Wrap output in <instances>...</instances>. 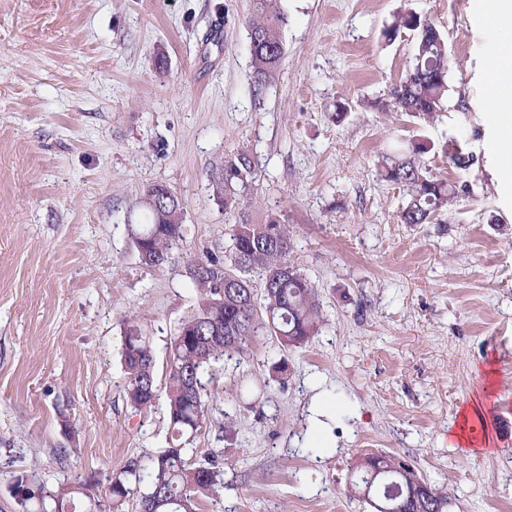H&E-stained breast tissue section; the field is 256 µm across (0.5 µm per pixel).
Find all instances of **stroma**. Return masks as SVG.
I'll list each match as a JSON object with an SVG mask.
<instances>
[{
	"instance_id": "obj_1",
	"label": "stroma",
	"mask_w": 512,
	"mask_h": 512,
	"mask_svg": "<svg viewBox=\"0 0 512 512\" xmlns=\"http://www.w3.org/2000/svg\"><path fill=\"white\" fill-rule=\"evenodd\" d=\"M280 4L285 54L259 90L250 0H0V512H22L21 474L95 481L109 512L113 474L168 433L164 400L127 403L126 322L164 364L197 305L190 261H229L232 225L271 216L322 328L287 352L254 337L214 365L192 448L221 449L224 486L201 512H372L350 488L365 450L447 485L451 512H512V437L497 428L502 413L512 429V146L484 95L512 31L490 26L492 0ZM404 11L448 43L449 100L427 122L376 107L414 56L416 32L383 35ZM451 138L471 169L442 155ZM422 139L455 197L405 224L407 193L378 167ZM240 150L257 177L228 213L213 176ZM151 184L178 195L187 227L160 269L130 233L150 221ZM318 395L338 404L320 443ZM483 396L489 450L449 447Z\"/></svg>"
}]
</instances>
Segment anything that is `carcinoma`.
Masks as SVG:
<instances>
[{"label":"carcinoma","instance_id":"cac0c4a2","mask_svg":"<svg viewBox=\"0 0 512 512\" xmlns=\"http://www.w3.org/2000/svg\"><path fill=\"white\" fill-rule=\"evenodd\" d=\"M253 19L250 47L253 82L266 86L280 69L285 50L282 30L287 16L279 0H252ZM425 20L415 12H404L384 30L387 40L406 29L417 31ZM448 46L440 32L419 35L414 61L400 86L389 93V100L377 103L388 112H410L425 121L441 111L448 100ZM431 150L426 142H413L409 155L384 165V179L405 187L410 195L400 219L404 224H428L438 211L451 205L455 191L421 164V155ZM255 179L248 154L240 152L224 161V180L216 182L217 195L224 209L240 204L239 196ZM158 210H150L151 222L132 232L137 250H145L149 266L160 267L172 259V249L185 240L183 206L178 196L164 198ZM231 266L214 257L190 263V278L199 292L197 308L183 319L172 336L166 356L165 376L157 381L156 359L151 338L131 323L122 336V362L126 372V397L137 410L152 406L159 389H164L171 435L167 447L129 461L109 483L112 512H122L127 499L139 494L141 512H200L201 499L218 492L222 478L219 453L193 462L188 458L195 436L209 422L207 396L202 376L211 363L225 355L242 353L248 341L265 332L283 349L305 346L321 325L320 306L314 286L288 262L291 239L279 218L263 224L243 218L231 228ZM222 271L236 277L238 291L220 289L215 276L196 274L199 269ZM262 275V292H257L250 272ZM398 455L379 452L370 460L355 458V487H366L371 472H379L382 482L374 484L377 496L395 492V484L407 485L395 470ZM89 483L62 485L56 489L17 478L14 495L23 512H49L47 506L69 500L74 494L87 499L83 512H100L99 501L90 493ZM452 496L448 488L423 476L418 486L398 502V512H448Z\"/></svg>","mask_w":512,"mask_h":512}]
</instances>
